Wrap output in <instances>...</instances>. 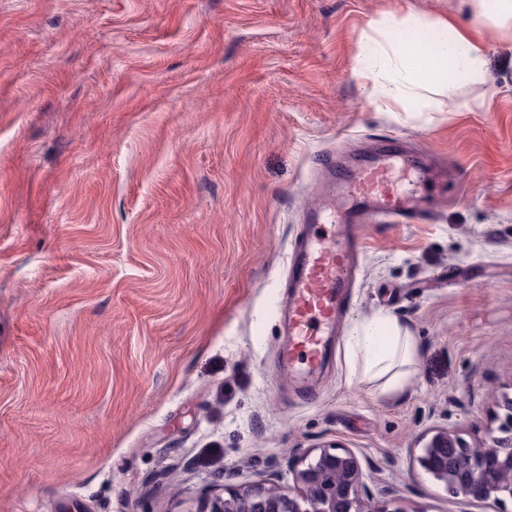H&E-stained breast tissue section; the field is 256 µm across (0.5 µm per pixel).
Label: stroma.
<instances>
[{
	"mask_svg": "<svg viewBox=\"0 0 512 512\" xmlns=\"http://www.w3.org/2000/svg\"><path fill=\"white\" fill-rule=\"evenodd\" d=\"M483 42L492 84L389 112L351 72L407 11ZM387 140L457 170L399 175L432 224H367L352 313L419 346L403 390L282 367L291 245L325 154ZM512 394V35L468 0H0V512H208L295 492L325 441L406 512H512L419 465L485 438Z\"/></svg>",
	"mask_w": 512,
	"mask_h": 512,
	"instance_id": "35a3bbf8",
	"label": "stroma"
}]
</instances>
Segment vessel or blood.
I'll list each match as a JSON object with an SVG mask.
<instances>
[{
  "mask_svg": "<svg viewBox=\"0 0 512 512\" xmlns=\"http://www.w3.org/2000/svg\"><path fill=\"white\" fill-rule=\"evenodd\" d=\"M419 163V157L399 152L391 144L351 175L346 188L353 207L345 218V232L335 237L319 232L322 210L308 211L306 231L293 242L288 261L284 365L300 362L313 372L327 365L331 338L356 286L362 244L355 227L374 221L419 224L430 219V208L396 188L390 176L393 166L414 171Z\"/></svg>",
  "mask_w": 512,
  "mask_h": 512,
  "instance_id": "b4317fda",
  "label": "vessel or blood"
}]
</instances>
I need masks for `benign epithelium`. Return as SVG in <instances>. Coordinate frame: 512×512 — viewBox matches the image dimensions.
I'll use <instances>...</instances> for the list:
<instances>
[{"instance_id":"benign-epithelium-1","label":"benign epithelium","mask_w":512,"mask_h":512,"mask_svg":"<svg viewBox=\"0 0 512 512\" xmlns=\"http://www.w3.org/2000/svg\"><path fill=\"white\" fill-rule=\"evenodd\" d=\"M498 409L497 426L482 444L443 429L422 438L418 463L445 490L498 504L512 501V396H504ZM289 473L297 486L293 496L275 486H247L216 499L210 512H406L387 503L370 507L369 475L353 452L334 443L317 454L306 451Z\"/></svg>"}]
</instances>
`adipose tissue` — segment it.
<instances>
[{
    "mask_svg": "<svg viewBox=\"0 0 512 512\" xmlns=\"http://www.w3.org/2000/svg\"><path fill=\"white\" fill-rule=\"evenodd\" d=\"M484 48L448 20L407 12L378 24L358 46L354 77L377 87V101L422 110L430 95L453 84L484 81ZM418 342L396 316L379 311L351 320L343 338L350 377L396 392L418 358Z\"/></svg>",
    "mask_w": 512,
    "mask_h": 512,
    "instance_id": "1",
    "label": "adipose tissue"
}]
</instances>
